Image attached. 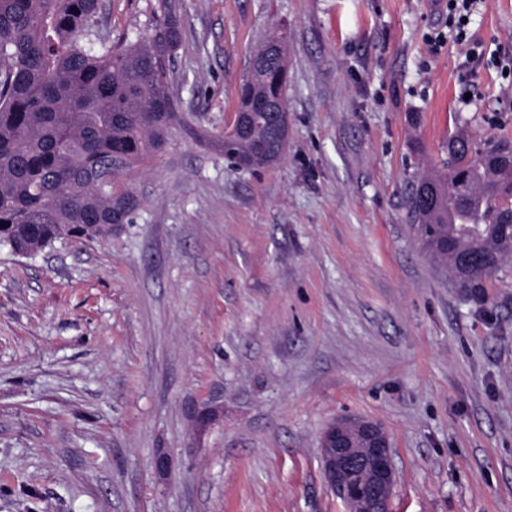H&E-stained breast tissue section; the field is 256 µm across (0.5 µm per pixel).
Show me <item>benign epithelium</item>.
<instances>
[{
    "label": "benign epithelium",
    "mask_w": 512,
    "mask_h": 512,
    "mask_svg": "<svg viewBox=\"0 0 512 512\" xmlns=\"http://www.w3.org/2000/svg\"><path fill=\"white\" fill-rule=\"evenodd\" d=\"M323 476L347 512H391L396 473L384 427L372 420L339 418L321 440Z\"/></svg>",
    "instance_id": "obj_1"
}]
</instances>
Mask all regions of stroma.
<instances>
[{
	"label": "stroma",
	"instance_id": "stroma-1",
	"mask_svg": "<svg viewBox=\"0 0 512 512\" xmlns=\"http://www.w3.org/2000/svg\"><path fill=\"white\" fill-rule=\"evenodd\" d=\"M447 2L176 0L183 121L131 223L0 248V512H346L320 452L344 415L387 431L393 512H512V261L469 301L407 218L458 120L512 142V0L471 19L467 105L460 46L425 43ZM157 3L104 0L102 34ZM279 26L288 143L243 171L224 128Z\"/></svg>",
	"mask_w": 512,
	"mask_h": 512
}]
</instances>
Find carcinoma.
Here are the masks:
<instances>
[{"label":"carcinoma","instance_id":"1","mask_svg":"<svg viewBox=\"0 0 512 512\" xmlns=\"http://www.w3.org/2000/svg\"><path fill=\"white\" fill-rule=\"evenodd\" d=\"M100 0H0V246L37 254L64 238L102 239L140 206L122 181L163 150L181 123L171 92L182 27L161 0L154 32L130 45L96 36ZM256 80L288 112L286 57L269 54ZM257 140L228 137L224 154L255 168L284 154L279 120L259 115ZM446 173L411 177L410 221L432 260L456 273L454 253L472 256L461 287L480 294L512 259V181L498 160L512 144L448 135Z\"/></svg>","mask_w":512,"mask_h":512}]
</instances>
